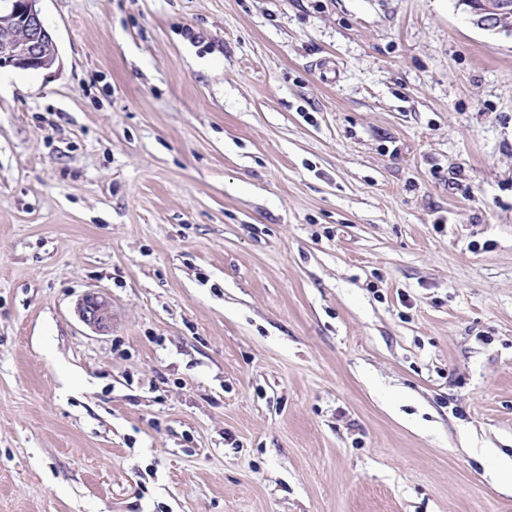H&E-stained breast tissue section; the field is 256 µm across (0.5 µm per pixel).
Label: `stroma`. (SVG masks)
<instances>
[{
  "instance_id": "1",
  "label": "stroma",
  "mask_w": 512,
  "mask_h": 512,
  "mask_svg": "<svg viewBox=\"0 0 512 512\" xmlns=\"http://www.w3.org/2000/svg\"><path fill=\"white\" fill-rule=\"evenodd\" d=\"M40 8L58 62L0 71V512H512V35ZM109 302L96 294H88L79 307L81 320L95 329H104L110 321Z\"/></svg>"
}]
</instances>
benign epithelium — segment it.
I'll use <instances>...</instances> for the list:
<instances>
[{"label":"benign epithelium","instance_id":"benign-epithelium-1","mask_svg":"<svg viewBox=\"0 0 512 512\" xmlns=\"http://www.w3.org/2000/svg\"><path fill=\"white\" fill-rule=\"evenodd\" d=\"M39 0H6L0 8V69L47 70L58 60L55 39L44 22ZM479 29L512 34V0H458ZM81 320L104 329L110 321L109 302L88 294L79 307Z\"/></svg>","mask_w":512,"mask_h":512}]
</instances>
